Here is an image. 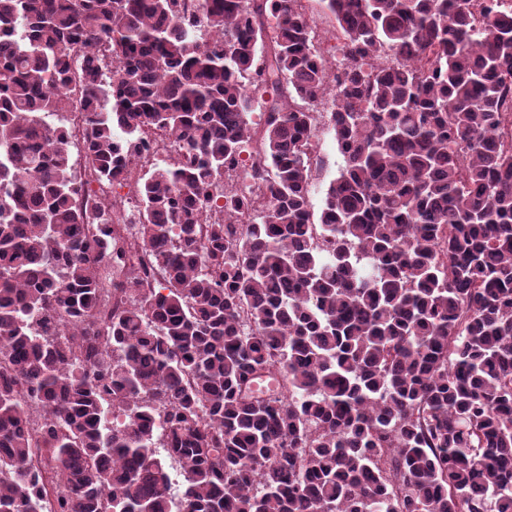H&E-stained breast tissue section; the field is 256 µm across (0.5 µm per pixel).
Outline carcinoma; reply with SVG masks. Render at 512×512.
<instances>
[{
	"label": "carcinoma",
	"mask_w": 512,
	"mask_h": 512,
	"mask_svg": "<svg viewBox=\"0 0 512 512\" xmlns=\"http://www.w3.org/2000/svg\"><path fill=\"white\" fill-rule=\"evenodd\" d=\"M175 2L0 0V512L50 491L51 512H512V7L325 0L349 67L315 221L328 71L304 14L204 0L210 42ZM75 81L100 179L145 124L188 152L140 178L161 280L104 320L123 254L108 225L85 234L99 208L46 121ZM251 145L262 165L235 174ZM231 181L228 220L264 189L254 223L201 227ZM50 312L81 333L59 340ZM272 371L282 390L251 395ZM316 130L312 137L310 138V156L312 159V169H316L319 165V161L321 160L323 154L326 151L323 159V169L321 175L317 180H312L310 185V200L312 204V210L315 215H317L323 208L326 190L331 180H333L339 170L341 165V160L337 154V151L334 147H327L324 151V141L326 140L327 144H334V140L330 132L326 130L323 131L322 137L317 133L318 125L321 122L319 119L327 122L330 114L328 112H316Z\"/></svg>",
	"instance_id": "carcinoma-1"
}]
</instances>
